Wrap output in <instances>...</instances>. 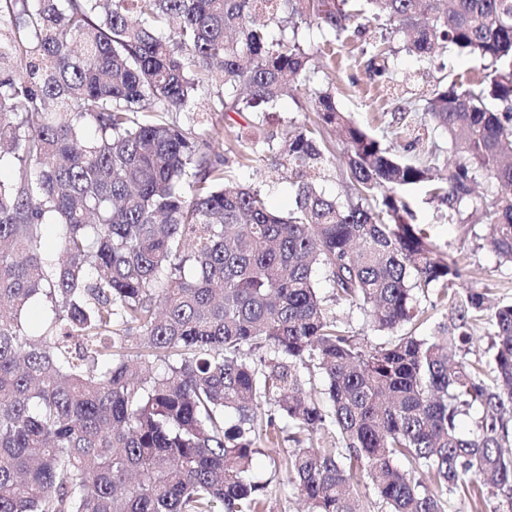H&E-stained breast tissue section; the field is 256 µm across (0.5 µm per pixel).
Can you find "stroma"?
Masks as SVG:
<instances>
[{"instance_id":"1","label":"stroma","mask_w":512,"mask_h":512,"mask_svg":"<svg viewBox=\"0 0 512 512\" xmlns=\"http://www.w3.org/2000/svg\"><path fill=\"white\" fill-rule=\"evenodd\" d=\"M365 36H357L355 28H348L335 47H327L328 33L315 20L300 25V33L308 47L321 60L337 56L343 64L331 76H317V84L333 82L336 88V104L360 126L367 128L381 142H389L390 124L399 99L407 90L431 89L437 81V71L425 62L409 56L404 50H397L394 56L395 94L382 92L372 81L367 70V57L361 52L365 43L380 40L381 30L377 22L365 25ZM251 114L245 113L225 118L215 113L214 122L224 129V156L229 168L235 169L241 182L259 188L266 196L271 208L288 210L293 202L292 187L288 172L276 168L268 160L253 162L251 167L237 165L239 155L249 153V123ZM398 157L404 161L425 159L440 169H448L455 158L449 149L447 134L434 130L428 139L412 144L401 141ZM405 198L414 216L415 223L425 225L429 235L441 253L456 258L465 269V284L468 287L487 292L495 302H512V264L500 263L497 256L483 241L467 237L463 226L448 220L447 207L429 200L424 189H407ZM293 446L292 441L282 440L279 447L265 449L256 456L251 476L253 480L269 482L271 508L273 512H302L304 504L297 491L285 483L283 475L277 474L273 462L284 456Z\"/></svg>"}]
</instances>
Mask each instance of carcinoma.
<instances>
[{"label": "carcinoma", "instance_id": "1", "mask_svg": "<svg viewBox=\"0 0 512 512\" xmlns=\"http://www.w3.org/2000/svg\"><path fill=\"white\" fill-rule=\"evenodd\" d=\"M366 12L430 66L440 46L483 61L399 108L398 134L420 138L405 119L422 113L455 163L400 160L317 89L313 118L241 156L291 168L277 213L226 169L208 113L272 109L319 71L299 20L336 41ZM2 19L0 63L21 69L0 74V159L18 165L0 181V512H270L246 474L286 428L306 512H367L371 493L387 512H486L500 493L512 512V303L491 314L488 359H465L486 294L401 194L426 187L512 263V0H0ZM368 68L392 81L386 49ZM332 134L342 198L321 187ZM481 178L498 191L464 217ZM321 270L394 337L364 346ZM432 289L454 316L419 336Z\"/></svg>", "mask_w": 512, "mask_h": 512}]
</instances>
